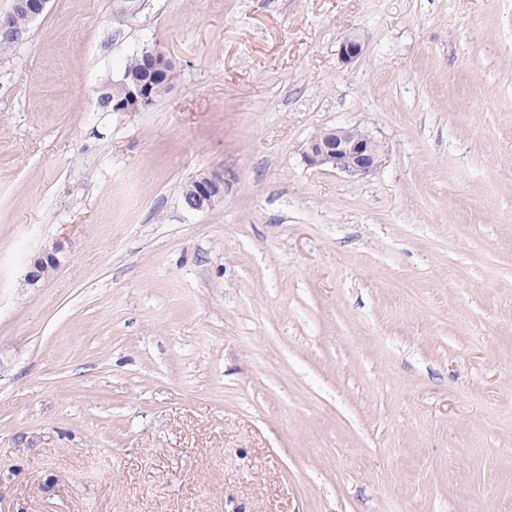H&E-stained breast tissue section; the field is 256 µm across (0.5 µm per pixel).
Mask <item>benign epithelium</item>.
<instances>
[{"instance_id":"obj_1","label":"benign epithelium","mask_w":512,"mask_h":512,"mask_svg":"<svg viewBox=\"0 0 512 512\" xmlns=\"http://www.w3.org/2000/svg\"><path fill=\"white\" fill-rule=\"evenodd\" d=\"M49 0H14L13 10L0 14V30L11 28L13 11L25 14L33 22L43 14ZM365 42L353 35L339 46V57L345 63L357 60L364 52ZM143 68L150 78L126 76L114 83L121 88L119 97L112 96V83H106L98 91L97 103L113 112H143L155 101L162 79L172 66V60L154 47L141 50ZM385 159L384 146L371 133L358 126L326 128L311 137L303 150L306 165L317 167L330 163L339 172L364 178L377 171ZM228 179L222 168H210L200 172L190 181L189 212H202L224 201ZM62 246L54 243L32 257L25 275V283L35 285L51 276L60 266Z\"/></svg>"}]
</instances>
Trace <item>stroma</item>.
Here are the masks:
<instances>
[{"label":"stroma","mask_w":512,"mask_h":512,"mask_svg":"<svg viewBox=\"0 0 512 512\" xmlns=\"http://www.w3.org/2000/svg\"><path fill=\"white\" fill-rule=\"evenodd\" d=\"M147 44L176 80L99 111ZM352 125L376 172L306 166ZM0 512H512V0H50L0 55ZM228 179L224 169L210 168L200 172L190 181L189 212H202L212 209L223 202L224 193L228 188ZM59 243H53L52 246H45L40 252L32 257L25 275V283L35 285L40 280L51 276L60 266V257L58 254L62 251Z\"/></svg>","instance_id":"35a3bbf8"}]
</instances>
